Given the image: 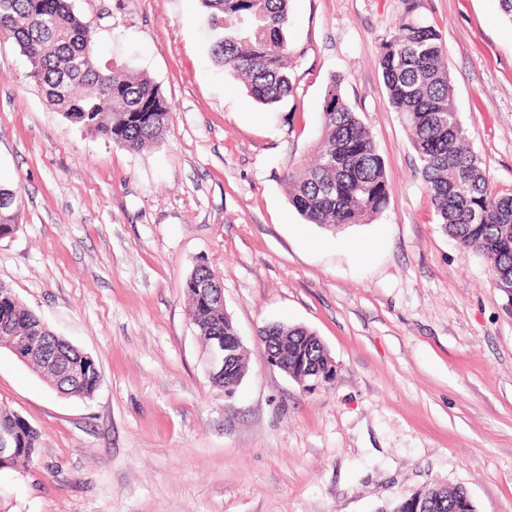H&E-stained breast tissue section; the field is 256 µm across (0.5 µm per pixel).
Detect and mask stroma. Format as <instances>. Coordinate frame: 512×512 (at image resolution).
<instances>
[{
  "instance_id": "35a3bbf8",
  "label": "stroma",
  "mask_w": 512,
  "mask_h": 512,
  "mask_svg": "<svg viewBox=\"0 0 512 512\" xmlns=\"http://www.w3.org/2000/svg\"><path fill=\"white\" fill-rule=\"evenodd\" d=\"M102 62L172 104L130 152L70 123L0 37V185L18 231L0 282L99 364L93 398L59 395L0 350V405L39 433L0 472V512H379L436 482L512 512V307L486 258L437 224L410 132L377 65L403 0H292L296 91L256 102L211 53L200 0H74ZM453 102L493 190L512 194V22L500 0H422ZM385 161L389 201L330 232L289 202L332 79ZM207 265L242 339L233 397L202 368L185 282ZM313 331L336 372L308 391L257 332Z\"/></svg>"
}]
</instances>
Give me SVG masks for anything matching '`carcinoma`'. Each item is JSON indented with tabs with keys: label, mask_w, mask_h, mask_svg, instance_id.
<instances>
[{
	"label": "carcinoma",
	"mask_w": 512,
	"mask_h": 512,
	"mask_svg": "<svg viewBox=\"0 0 512 512\" xmlns=\"http://www.w3.org/2000/svg\"><path fill=\"white\" fill-rule=\"evenodd\" d=\"M290 0H202L213 33L212 51L224 69L241 77L250 95L274 105L294 92L292 50L286 32ZM405 8L390 39L380 47L378 64L390 105L412 132L431 205L444 232L460 247L490 260L500 291L512 289V195L495 193L452 103V87L442 34L420 15L421 0ZM0 35L13 40L30 65L29 78L47 102L87 132L137 152L162 139L172 108L153 80L118 65L101 64L90 25L70 0H0ZM315 161L288 170L289 200L309 224L336 229L379 214L388 203L385 163L358 113L344 99L340 84L327 88L321 134L312 145ZM16 192L0 187V238L13 235ZM215 278L196 266L185 282L189 316L205 347L213 336H234L224 308L200 294L199 281ZM0 321L16 336H40L44 349L79 373V382L56 384L54 370L38 356V374L57 392L90 398L101 373L96 360L54 334L0 283ZM275 348L288 364L317 358L322 349L314 332L278 323ZM0 431L15 440V451L0 458V471L34 462L38 431L0 406ZM430 512H471L465 489L440 487Z\"/></svg>",
	"instance_id": "carcinoma-1"
}]
</instances>
